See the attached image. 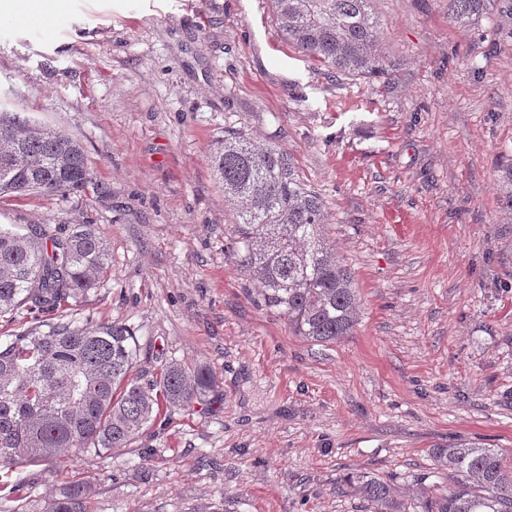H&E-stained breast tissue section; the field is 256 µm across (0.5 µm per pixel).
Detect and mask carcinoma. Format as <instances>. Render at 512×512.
<instances>
[{
	"label": "carcinoma",
	"mask_w": 512,
	"mask_h": 512,
	"mask_svg": "<svg viewBox=\"0 0 512 512\" xmlns=\"http://www.w3.org/2000/svg\"><path fill=\"white\" fill-rule=\"evenodd\" d=\"M286 40L310 60L341 75L384 78L380 24L370 0H270ZM489 0H448V19L467 26ZM236 215L227 242L236 265L257 284L260 300L307 340L334 343L352 334L360 300L336 245L322 233L327 205L306 188L293 158L277 143H254L229 130L210 154ZM91 182L84 148L73 135L17 113H0V194L82 191ZM90 224L57 236L19 235L0 226V315L21 305L53 310L84 296L108 264ZM137 339L121 323L96 327L58 322L0 345V472L52 461L62 450L98 455L131 449L168 409L211 400L219 379L205 363L163 364L155 378L133 374ZM448 488L424 512H512V471L495 448L456 440L430 451ZM354 491L373 512H402L391 484L362 475ZM11 512H88L94 486L61 482L45 498L12 487Z\"/></svg>",
	"instance_id": "obj_1"
}]
</instances>
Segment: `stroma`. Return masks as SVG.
<instances>
[{
    "mask_svg": "<svg viewBox=\"0 0 512 512\" xmlns=\"http://www.w3.org/2000/svg\"><path fill=\"white\" fill-rule=\"evenodd\" d=\"M390 83L290 47L269 0H56L0 20V106L76 135L93 171L67 197L0 196L20 234L91 224L108 268L78 301L0 317V342L49 322L125 324L135 376L209 363L207 404L132 451L66 454L0 478L36 495L78 475L92 512H406L448 483L434 445L467 439L512 468V0L449 21L446 0H373ZM293 155L327 202L361 297L351 336H294L224 244L234 222L209 162L227 129ZM354 491L363 498L374 512H402V505L391 484L374 476L356 478Z\"/></svg>",
    "mask_w": 512,
    "mask_h": 512,
    "instance_id": "1",
    "label": "stroma"
}]
</instances>
